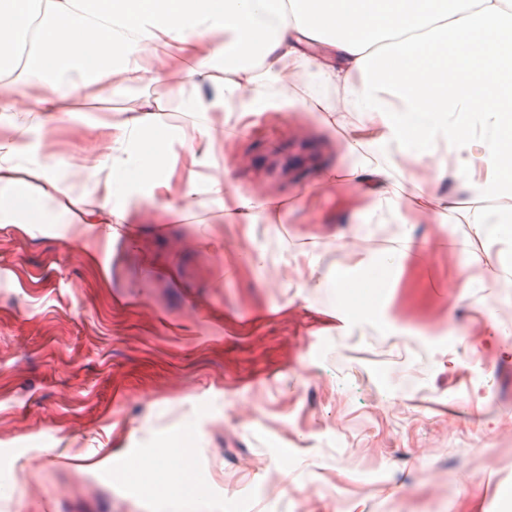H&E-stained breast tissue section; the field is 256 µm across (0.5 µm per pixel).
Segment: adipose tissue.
<instances>
[{
    "label": "adipose tissue",
    "mask_w": 512,
    "mask_h": 512,
    "mask_svg": "<svg viewBox=\"0 0 512 512\" xmlns=\"http://www.w3.org/2000/svg\"><path fill=\"white\" fill-rule=\"evenodd\" d=\"M174 58L191 63L176 90L186 112L312 105L339 87L357 115L353 146L393 144L417 162L445 150L455 160L437 171L468 186L477 223L512 227V206L486 204L512 199V0H0V112H65L95 83L160 81ZM78 66L88 82L69 80ZM297 72L315 85L301 98L284 84ZM161 128L151 105L130 111L121 130L145 142L112 157V196L165 180L163 144L148 137ZM347 177L374 210L398 208L386 168L362 161ZM53 183L49 166L13 162L0 143V223H87L84 200L51 195ZM332 286L340 314L371 309L373 281ZM192 455L170 439L124 480L147 482L156 512H181L204 501Z\"/></svg>",
    "instance_id": "ef3b65f1"
}]
</instances>
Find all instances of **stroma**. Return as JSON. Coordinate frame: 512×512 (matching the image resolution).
Instances as JSON below:
<instances>
[{
  "mask_svg": "<svg viewBox=\"0 0 512 512\" xmlns=\"http://www.w3.org/2000/svg\"><path fill=\"white\" fill-rule=\"evenodd\" d=\"M178 77L95 86L68 115L0 112V137L26 129L24 162L91 210L108 174L74 160L111 156L125 110L186 131L164 139L167 185L119 198L111 235L0 223V512H151L116 475L182 434L211 512H504L512 233L478 231L469 190L393 145L367 155L422 191L378 219L345 178L355 113H188ZM219 174L279 213L228 218ZM444 206L462 222L435 223ZM370 270L361 316L316 285Z\"/></svg>",
  "mask_w": 512,
  "mask_h": 512,
  "instance_id": "1",
  "label": "stroma"
}]
</instances>
